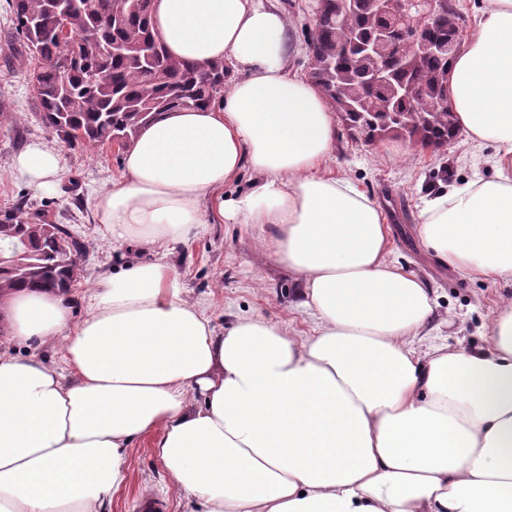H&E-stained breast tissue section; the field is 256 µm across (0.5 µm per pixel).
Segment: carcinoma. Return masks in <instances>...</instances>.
Here are the masks:
<instances>
[{
  "instance_id": "1",
  "label": "carcinoma",
  "mask_w": 512,
  "mask_h": 512,
  "mask_svg": "<svg viewBox=\"0 0 512 512\" xmlns=\"http://www.w3.org/2000/svg\"><path fill=\"white\" fill-rule=\"evenodd\" d=\"M49 0H9L12 22L25 55L42 65L29 81L36 116L54 138L70 147L131 145L158 115L179 107L211 105L223 96L224 63L200 71L175 58L153 32L144 0H73L66 14ZM385 23L366 0L349 12L342 0H324L310 45L309 74L339 114L349 134L366 142L402 139L438 150L458 130L448 111L444 84L452 58L413 49L423 35L445 40L461 32L459 16L448 12L421 20L392 63L389 82L369 83L383 57L365 56L359 43ZM69 30V42L59 32ZM415 83L419 93L405 102L393 90ZM86 244L46 209L21 203L0 214V297L19 288L67 292L81 276Z\"/></svg>"
}]
</instances>
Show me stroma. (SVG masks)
I'll return each mask as SVG.
<instances>
[{"label": "stroma", "mask_w": 512, "mask_h": 512, "mask_svg": "<svg viewBox=\"0 0 512 512\" xmlns=\"http://www.w3.org/2000/svg\"><path fill=\"white\" fill-rule=\"evenodd\" d=\"M290 22L296 51L289 69L309 73L308 40L318 0H275ZM19 43L9 20L6 0H0V105L13 113L0 124V211L30 200L47 205L54 221L71 225L84 239L83 272L73 287L75 318H83L86 299L96 280L118 260L134 261L136 248L113 250L95 220L94 197L123 174V154L110 146L91 150L60 146L63 179L56 193L40 194L12 169V159L34 141H49L36 117L28 80L30 64L18 53ZM495 147H474L456 139L439 150H423L396 138L372 144L354 140L344 126L335 131L330 171L349 177L383 210L390 235V262L419 277L433 292L434 317L423 346H479L502 303L512 299V279H471L437 260L414 233L420 209L429 193L442 185H462L494 174ZM259 229L251 224H211L189 244L167 256L185 297L200 303L216 331L238 316H261L299 336L311 335L315 319L300 307L298 285L276 267L257 243ZM163 498L166 512H187L175 481L156 459L148 440L137 441L127 456V479L100 512H136L139 499Z\"/></svg>", "instance_id": "obj_1"}]
</instances>
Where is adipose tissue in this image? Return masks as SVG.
<instances>
[{"instance_id":"adipose-tissue-1","label":"adipose tissue","mask_w":512,"mask_h":512,"mask_svg":"<svg viewBox=\"0 0 512 512\" xmlns=\"http://www.w3.org/2000/svg\"><path fill=\"white\" fill-rule=\"evenodd\" d=\"M169 53L237 76L222 107L143 127L95 217L150 260L101 276L90 314L22 289L0 299V512H99L147 438L190 512H512V300L481 346L414 344L429 288L387 260L389 228L326 169L336 114L291 74L286 16L270 0H154ZM448 102L496 176L427 199L415 233L477 279L512 278V0H486L448 68ZM13 168L54 191L61 154L29 145ZM255 188H224L243 169ZM271 231L269 258L303 287L312 335L244 317L216 332L162 254L214 220ZM62 344L65 370L40 360Z\"/></svg>"}]
</instances>
